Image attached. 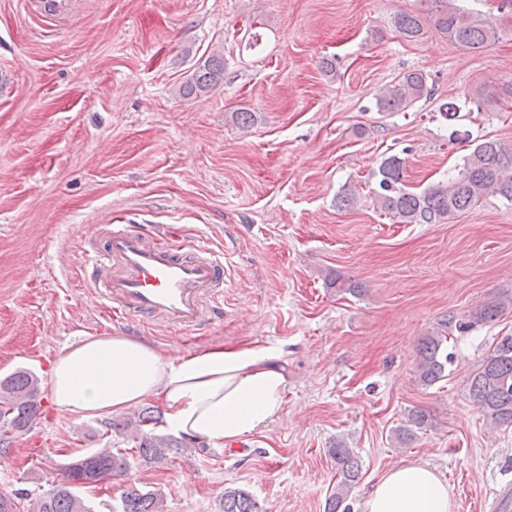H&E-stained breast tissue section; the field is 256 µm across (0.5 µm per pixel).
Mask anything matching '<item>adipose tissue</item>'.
Masks as SVG:
<instances>
[{
	"label": "adipose tissue",
	"mask_w": 512,
	"mask_h": 512,
	"mask_svg": "<svg viewBox=\"0 0 512 512\" xmlns=\"http://www.w3.org/2000/svg\"><path fill=\"white\" fill-rule=\"evenodd\" d=\"M274 358L258 345L171 357L126 336L90 337L55 359L51 400L59 411L84 418L157 400L172 431L221 448L281 417L287 379ZM453 510L447 482L409 462L375 483L361 512Z\"/></svg>",
	"instance_id": "1"
}]
</instances>
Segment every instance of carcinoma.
<instances>
[{"instance_id":"obj_1","label":"carcinoma","mask_w":512,"mask_h":512,"mask_svg":"<svg viewBox=\"0 0 512 512\" xmlns=\"http://www.w3.org/2000/svg\"><path fill=\"white\" fill-rule=\"evenodd\" d=\"M431 20L448 40L469 52H482L499 39L506 29L512 31V0H500L498 15L474 13L455 4V0H430ZM399 36L413 39L422 34L419 15L400 13L391 20ZM224 81V59L208 57L180 86V94L204 96ZM431 95L426 75L419 70L403 73L377 99L379 112H406L414 103ZM512 99V82L499 87L477 100V110L494 105L504 98ZM405 161L397 155L386 157L378 169L376 202L382 212L401 224H446L472 210L489 197H499L512 203V147L497 140H484L474 145L463 157L457 173L444 182L419 192L407 189L404 181ZM512 307V297L502 294L485 302L467 322L458 321V329L498 321ZM450 323H443L432 335L422 340L419 348L417 377L424 385L446 377L453 353L448 351ZM469 393L482 409L485 419L496 427H512V333L497 337L480 366L468 377ZM41 388L39 378L30 371L19 369L0 378V454H6L13 442L33 431L40 419ZM426 414L411 410L401 436L408 438L413 429L425 426ZM159 424L150 410H143L125 419L122 431L134 442L142 458L164 459L180 454L183 442L156 434L152 427ZM336 463L340 480L336 492L325 501L324 512H348L342 507L353 485L360 478L361 464L352 449L341 444L329 450ZM131 465L125 448H101L88 452L60 468V477L42 494H12L15 512H95L80 493L81 488H93L103 478L126 474ZM164 493L143 491L129 486L120 497L115 512H164ZM221 512H264L247 491L224 488L220 500Z\"/></svg>"}]
</instances>
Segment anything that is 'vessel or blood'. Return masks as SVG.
<instances>
[{
  "label": "vessel or blood",
  "instance_id": "1",
  "mask_svg": "<svg viewBox=\"0 0 512 512\" xmlns=\"http://www.w3.org/2000/svg\"><path fill=\"white\" fill-rule=\"evenodd\" d=\"M87 264L92 288L113 321L195 330L224 300V256L206 246L186 250L163 232L148 237L131 224H108Z\"/></svg>",
  "mask_w": 512,
  "mask_h": 512
}]
</instances>
